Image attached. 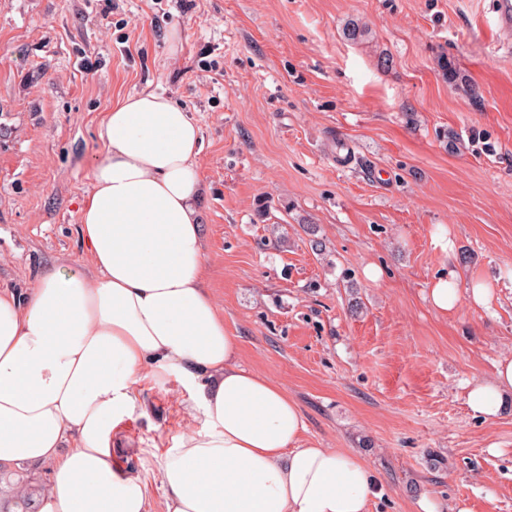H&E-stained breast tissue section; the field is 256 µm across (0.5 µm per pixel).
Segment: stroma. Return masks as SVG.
I'll return each instance as SVG.
<instances>
[{
    "mask_svg": "<svg viewBox=\"0 0 512 512\" xmlns=\"http://www.w3.org/2000/svg\"><path fill=\"white\" fill-rule=\"evenodd\" d=\"M494 19V0H0V287L88 268L105 116L170 96L201 128L208 286L240 364L297 403L307 445L372 468L368 512H512V401L490 420L468 405L512 355V48ZM451 270L491 306L432 308ZM189 403L178 374L144 378L112 436L148 512H166Z\"/></svg>",
    "mask_w": 512,
    "mask_h": 512,
    "instance_id": "stroma-1",
    "label": "stroma"
}]
</instances>
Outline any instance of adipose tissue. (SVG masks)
Segmentation results:
<instances>
[{
  "label": "adipose tissue",
  "mask_w": 512,
  "mask_h": 512,
  "mask_svg": "<svg viewBox=\"0 0 512 512\" xmlns=\"http://www.w3.org/2000/svg\"><path fill=\"white\" fill-rule=\"evenodd\" d=\"M99 138L79 212L90 271L0 289V465L48 467L39 512H147L143 481L112 462V431L144 372H177L202 425L161 467L166 512H366L373 471L306 445L298 406L238 360L207 287L197 122L148 92L113 103ZM509 396L512 356L468 403L492 419Z\"/></svg>",
  "instance_id": "obj_1"
}]
</instances>
